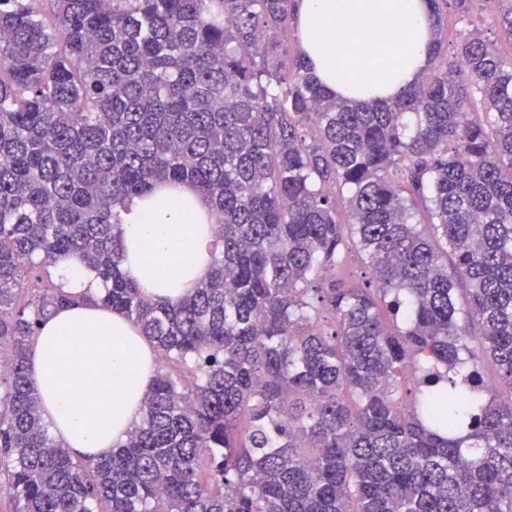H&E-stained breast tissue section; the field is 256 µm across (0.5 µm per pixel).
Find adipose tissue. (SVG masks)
<instances>
[{
    "mask_svg": "<svg viewBox=\"0 0 512 512\" xmlns=\"http://www.w3.org/2000/svg\"><path fill=\"white\" fill-rule=\"evenodd\" d=\"M296 20L312 76L340 97L389 99L427 68L433 25L426 0H300ZM208 215L187 189L135 202L120 226L123 271L155 300L186 297L211 262ZM64 283L81 300L42 324L28 352L29 377L64 447L107 455L140 420L155 352L125 315L102 307L105 286L93 271L68 269Z\"/></svg>",
    "mask_w": 512,
    "mask_h": 512,
    "instance_id": "adipose-tissue-1",
    "label": "adipose tissue"
}]
</instances>
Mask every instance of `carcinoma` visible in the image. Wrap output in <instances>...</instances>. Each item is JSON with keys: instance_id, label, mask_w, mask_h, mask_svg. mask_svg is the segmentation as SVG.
Instances as JSON below:
<instances>
[{"instance_id": "carcinoma-1", "label": "carcinoma", "mask_w": 512, "mask_h": 512, "mask_svg": "<svg viewBox=\"0 0 512 512\" xmlns=\"http://www.w3.org/2000/svg\"><path fill=\"white\" fill-rule=\"evenodd\" d=\"M426 2L431 74L357 102L291 54L294 0H0L15 512H512V394L485 398L483 373L512 389V58L475 28L448 59V0ZM495 23L512 41V3ZM161 185L217 224L176 303L121 269L122 212ZM73 260L163 359L97 458L63 447L27 374L39 325L78 300L58 271Z\"/></svg>"}]
</instances>
